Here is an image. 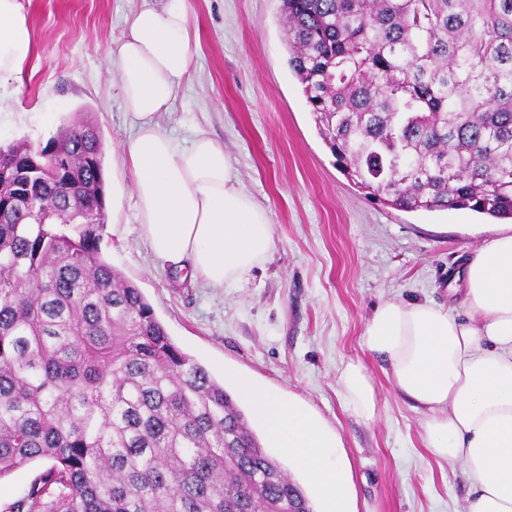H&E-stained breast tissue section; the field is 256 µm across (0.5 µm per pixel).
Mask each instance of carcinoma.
<instances>
[{"mask_svg": "<svg viewBox=\"0 0 512 512\" xmlns=\"http://www.w3.org/2000/svg\"><path fill=\"white\" fill-rule=\"evenodd\" d=\"M336 166L404 211L512 218V0H282ZM89 122L0 147V478L9 512H312L244 411L102 252ZM47 467V462L38 460L0 479V512L22 496L34 478Z\"/></svg>", "mask_w": 512, "mask_h": 512, "instance_id": "cac0c4a2", "label": "carcinoma"}]
</instances>
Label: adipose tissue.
Returning a JSON list of instances; mask_svg holds the SVG:
<instances>
[{
  "label": "adipose tissue",
  "instance_id": "1",
  "mask_svg": "<svg viewBox=\"0 0 512 512\" xmlns=\"http://www.w3.org/2000/svg\"><path fill=\"white\" fill-rule=\"evenodd\" d=\"M199 39L188 0L129 13L108 63L135 120L121 147L139 232L162 264L213 288L246 279L270 257L268 211L235 186L223 144L206 132L185 142L157 120L189 77ZM35 45L20 0H0V104L8 79L22 73ZM466 317L428 302L380 304L362 344L386 365L395 390L425 415L427 450L461 463L472 496L467 512H512V234L489 240L466 265ZM270 447L300 471L314 512H358L352 464L342 437L297 396L227 372ZM351 410L371 421L377 390L363 362L338 376Z\"/></svg>",
  "mask_w": 512,
  "mask_h": 512
}]
</instances>
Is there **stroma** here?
I'll use <instances>...</instances> for the list:
<instances>
[{
	"label": "stroma",
	"mask_w": 512,
	"mask_h": 512,
	"mask_svg": "<svg viewBox=\"0 0 512 512\" xmlns=\"http://www.w3.org/2000/svg\"><path fill=\"white\" fill-rule=\"evenodd\" d=\"M21 3L35 55L20 93L0 105V143H46L68 118L99 128L110 219L104 255L141 290L172 341L216 380L232 367L321 413L352 461L358 512H466L461 464L427 453L424 413L397 393L361 336L387 300H426L466 317L452 284L486 241L512 232V221L367 200L336 166L288 65L281 0H189L200 33L194 67L158 120L179 138L202 130L222 143L239 188L267 209L274 228L261 268L207 287L163 266L140 238L121 164L130 117L107 60L126 15L153 0ZM352 359L376 384L370 422L339 393V373Z\"/></svg>",
	"instance_id": "35a3bbf8"
}]
</instances>
